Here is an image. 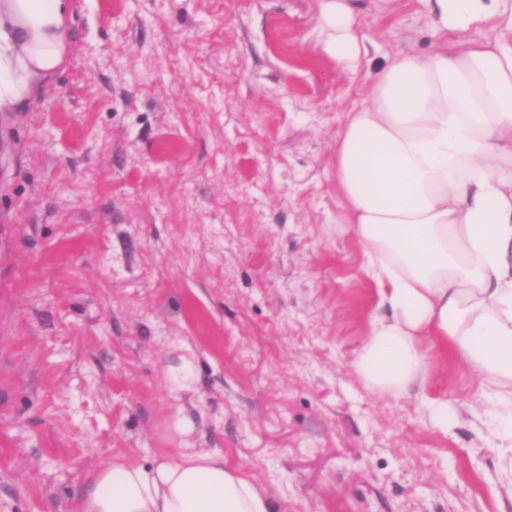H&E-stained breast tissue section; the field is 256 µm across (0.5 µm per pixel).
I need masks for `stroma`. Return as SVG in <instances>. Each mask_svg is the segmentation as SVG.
Masks as SVG:
<instances>
[{
    "label": "stroma",
    "mask_w": 512,
    "mask_h": 512,
    "mask_svg": "<svg viewBox=\"0 0 512 512\" xmlns=\"http://www.w3.org/2000/svg\"><path fill=\"white\" fill-rule=\"evenodd\" d=\"M73 0L64 62L0 120V512H78L122 455L223 453L274 512H512V386L424 338L356 369L381 289L336 195L372 62L422 0ZM353 0H320V16L322 23L333 34L328 41V51L336 62L347 64L367 56V49L354 27Z\"/></svg>",
    "instance_id": "obj_1"
}]
</instances>
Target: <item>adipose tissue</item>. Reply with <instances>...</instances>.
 <instances>
[{"label":"adipose tissue","mask_w":512,"mask_h":512,"mask_svg":"<svg viewBox=\"0 0 512 512\" xmlns=\"http://www.w3.org/2000/svg\"><path fill=\"white\" fill-rule=\"evenodd\" d=\"M436 49L377 67L336 140V192L383 288L357 368L395 394L423 379L424 337L512 383V0H425ZM73 0H0V111L62 65ZM337 63L366 48L351 0H320ZM490 28L491 37L474 38ZM80 512H273L223 454L146 467L112 459Z\"/></svg>","instance_id":"ef3b65f1"}]
</instances>
